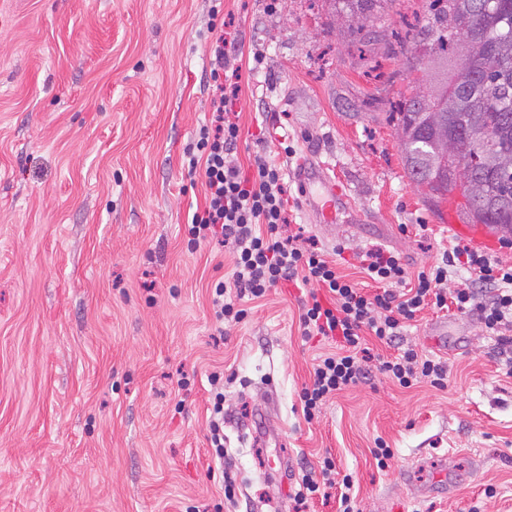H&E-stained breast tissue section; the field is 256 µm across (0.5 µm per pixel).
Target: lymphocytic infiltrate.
I'll use <instances>...</instances> for the list:
<instances>
[{
	"instance_id": "f902f5d3",
	"label": "lymphocytic infiltrate",
	"mask_w": 512,
	"mask_h": 512,
	"mask_svg": "<svg viewBox=\"0 0 512 512\" xmlns=\"http://www.w3.org/2000/svg\"><path fill=\"white\" fill-rule=\"evenodd\" d=\"M203 39L212 57L210 117L200 126L196 142L185 148L182 166L189 178H200L205 202L188 225V242L197 246L216 240L232 250L233 267L211 294L219 323L244 322L249 302L263 299L282 283L307 286L299 317L301 334L307 340H334L336 350L318 358L309 383L299 393L304 419H318L326 402L347 387L366 382L374 371L405 389L421 382L444 388L447 363L401 342L406 327L427 308L477 312L505 352V370L512 376V266L456 246L414 274L398 253L386 249L359 255L362 282L341 272L337 258L343 247L329 252L289 232L282 166L257 155L244 171L230 160L242 138L239 115L231 110L241 90L238 49L214 24ZM458 268L468 277L459 287L449 288V272ZM371 338L393 347V354L372 352L367 345ZM352 485L351 476H337L336 461L327 455L316 471L303 474L293 499L302 510L309 500L337 486L339 512H360Z\"/></svg>"
}]
</instances>
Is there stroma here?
<instances>
[{
    "label": "stroma",
    "instance_id": "stroma-1",
    "mask_svg": "<svg viewBox=\"0 0 512 512\" xmlns=\"http://www.w3.org/2000/svg\"><path fill=\"white\" fill-rule=\"evenodd\" d=\"M210 0H0V512H290L305 467L332 454L361 512H512V377L476 315L423 310L403 341L448 363V386L376 374L306 422L298 394L331 348L299 330L293 283L214 333L210 289L233 263L190 247L204 203L183 151L209 112L199 32ZM247 74L237 162L286 173L292 231L345 259L378 247L410 270L451 246L462 197L433 205L407 175L391 103L403 61L367 71L327 0H224ZM274 134L258 142L260 128ZM329 165L345 206L322 225L294 172ZM224 393V502L208 447L213 371ZM191 378L190 390L178 386ZM264 428L267 442L255 437ZM394 451L386 469L376 438ZM288 470L271 471L275 454ZM453 499L412 493L443 466Z\"/></svg>",
    "mask_w": 512,
    "mask_h": 512
}]
</instances>
